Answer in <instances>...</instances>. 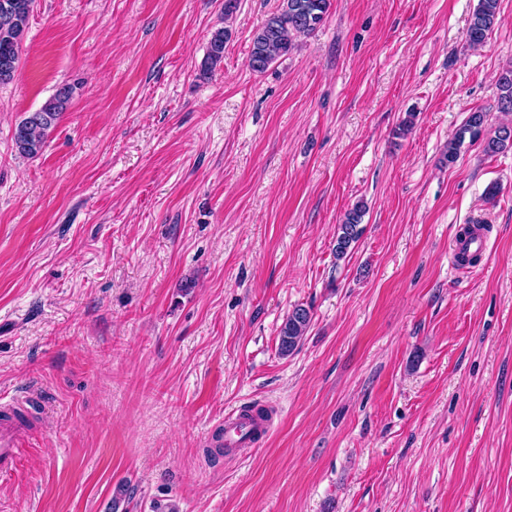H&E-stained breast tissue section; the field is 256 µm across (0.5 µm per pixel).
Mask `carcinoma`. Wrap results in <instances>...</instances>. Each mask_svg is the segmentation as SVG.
Masks as SVG:
<instances>
[{
	"instance_id": "cac0c4a2",
	"label": "carcinoma",
	"mask_w": 512,
	"mask_h": 512,
	"mask_svg": "<svg viewBox=\"0 0 512 512\" xmlns=\"http://www.w3.org/2000/svg\"><path fill=\"white\" fill-rule=\"evenodd\" d=\"M499 0H480L471 16L467 41L479 45L493 30L497 19ZM35 0H0V85L9 82L20 64V49L33 11ZM330 0H282L264 25L254 34L250 52V67L262 73L279 57L288 54L294 39L310 34L325 20ZM229 30L220 27L212 33L205 60V69L212 70L224 60V43ZM501 90L499 110L512 112V69L501 72L498 78ZM72 97V87L64 84L35 112H30L15 127L13 140L18 154L35 157L41 153L48 132L57 124ZM485 124V113L471 112L456 138L448 143L447 161L455 162L465 138L480 137ZM512 148V125L503 124L495 136L487 141L485 151L497 153ZM365 206L362 203L348 210L338 226L336 257H343L363 232L360 227ZM312 320L309 309L296 306L281 326L278 349L282 356L292 354L306 335Z\"/></svg>"
}]
</instances>
